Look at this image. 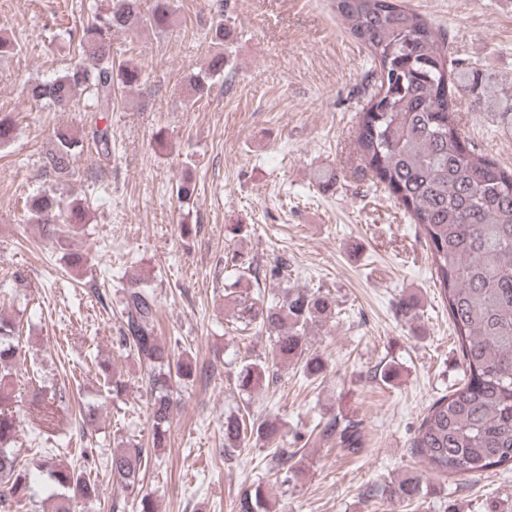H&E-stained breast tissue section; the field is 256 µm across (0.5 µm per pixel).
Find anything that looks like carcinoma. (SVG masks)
Returning a JSON list of instances; mask_svg holds the SVG:
<instances>
[{
  "instance_id": "obj_1",
  "label": "carcinoma",
  "mask_w": 512,
  "mask_h": 512,
  "mask_svg": "<svg viewBox=\"0 0 512 512\" xmlns=\"http://www.w3.org/2000/svg\"><path fill=\"white\" fill-rule=\"evenodd\" d=\"M209 25L215 51L208 73L189 80L191 97L199 101L211 89L209 76L224 72V42L232 29L224 23V0L210 3ZM332 8L346 29L368 46L374 69L371 92L359 112L354 147L358 169L382 183L409 215L431 257V278L439 288L463 360V378L426 409L409 452L441 475L481 474L497 467L512 469V170L498 165L462 133L456 91L472 92L477 100L499 113L512 128V95L486 77L475 78L463 63L447 57L446 34L434 29L421 14L398 0H332ZM179 22L175 0H111L103 9L87 5L80 26L65 27L70 40L86 57L64 75L29 85L28 98L47 100L70 111L83 97L82 112L91 125L87 136L99 156L112 160V135L94 124L98 115L112 111L116 92L147 83L145 70L133 59L117 60L112 40L117 33L152 29L166 33ZM15 138V122L0 115V146ZM83 142L73 128L54 129L51 147L43 158L44 175L55 180L71 174V160ZM27 223L41 227L42 235L62 243L84 231L86 210L81 204L38 191L27 207ZM258 263L237 252L224 257L231 271L224 282V301L240 330L260 328L274 336L271 351L243 358L233 377L235 389L246 396L274 379V368L288 361L302 365L305 378L315 381L324 362L310 352L308 333L340 313L336 296L319 288L290 285L288 263L276 260L266 272L275 284L269 293L239 289L251 280ZM122 328L116 349L132 353L141 365L149 396L156 446L166 439L176 395L194 382L192 368L171 353L156 333L158 301L154 289L134 281L118 300ZM414 294L399 301L408 322L419 315ZM26 351L15 338L14 325L0 318V506L35 497L37 479L17 468L14 447L20 420L12 370L25 363ZM34 386L28 417L42 427L58 424L69 412L66 388L46 392L38 372L27 374ZM98 421V409L79 410V432ZM278 425L268 419L245 420L224 416V453L246 447L253 439H274ZM319 434L349 454L363 448L360 422L344 416L330 418ZM272 470L295 479L302 468L293 462L296 452L270 449ZM148 454L141 448L112 453V481L135 494L137 512H157L151 493L143 491L142 470ZM51 482L42 512H76L78 503L98 497L97 488L82 473L56 461L45 462ZM426 492L418 474L366 492L394 504L420 503ZM235 512H272L270 491L256 482L245 486Z\"/></svg>"
}]
</instances>
